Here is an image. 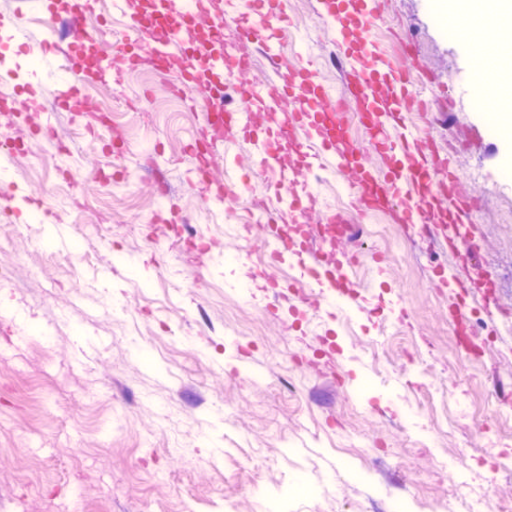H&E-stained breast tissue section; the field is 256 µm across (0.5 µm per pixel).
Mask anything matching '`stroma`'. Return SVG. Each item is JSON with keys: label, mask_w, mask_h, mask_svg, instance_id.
Masks as SVG:
<instances>
[{"label": "stroma", "mask_w": 512, "mask_h": 512, "mask_svg": "<svg viewBox=\"0 0 512 512\" xmlns=\"http://www.w3.org/2000/svg\"><path fill=\"white\" fill-rule=\"evenodd\" d=\"M45 0H0V512H474L512 508L511 110L483 82L493 30L449 35L441 0H374L381 47L431 103L424 151L486 201L447 243L360 213L350 177L298 180L344 239L309 234L269 264L250 202L264 177L198 195L185 147L201 106L175 72L121 61L54 108ZM288 68L342 82L317 0H285ZM111 100V127L98 106ZM55 132L46 134L45 120ZM209 248L197 264L191 238ZM357 256L329 311L303 275Z\"/></svg>", "instance_id": "35a3bbf8"}]
</instances>
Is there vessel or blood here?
Returning <instances> with one entry per match:
<instances>
[{"label":"vessel or blood","instance_id":"obj_1","mask_svg":"<svg viewBox=\"0 0 512 512\" xmlns=\"http://www.w3.org/2000/svg\"><path fill=\"white\" fill-rule=\"evenodd\" d=\"M318 4L321 15L336 29V55L346 76L342 93L325 86L315 69L304 67L296 76L282 77L275 96L267 94L264 83H251L246 92L248 107L237 110L225 109L223 86L248 71L249 55L214 45L204 73H197L196 62L188 54L187 34L193 26L209 25L220 37L230 25L238 43L258 46L269 60L279 62L276 34L288 22L283 0H230L227 11L213 15L195 12L191 0H164V36L159 40L143 18H131L140 34L139 51L150 56L158 71L182 60L177 92L185 101L195 103L198 87L208 93L205 142L189 148L200 174V194L209 201L214 198L210 176L214 149L223 143L229 128L250 139L254 161L270 174L280 209L296 219L306 216L312 196L296 192L292 174L278 167L286 138L296 132L300 135L295 142L297 170L355 172L362 210L379 209L398 197L402 203L394 210L397 223L424 224L438 218L453 223L454 210L462 200L458 178L447 175L446 159L417 155L420 130L409 122L410 109L399 96L404 75L381 56L373 40L378 16L372 0H318ZM349 102L371 116L374 130L368 147L377 150L389 145L395 150L385 176L362 165L363 147L347 136L343 117Z\"/></svg>","mask_w":512,"mask_h":512}]
</instances>
